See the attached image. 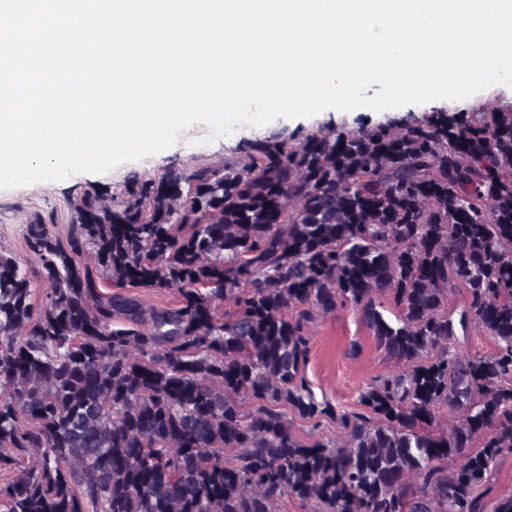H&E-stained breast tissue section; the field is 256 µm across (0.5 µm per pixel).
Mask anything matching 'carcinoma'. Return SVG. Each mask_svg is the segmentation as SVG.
Returning a JSON list of instances; mask_svg holds the SVG:
<instances>
[{
    "label": "carcinoma",
    "mask_w": 512,
    "mask_h": 512,
    "mask_svg": "<svg viewBox=\"0 0 512 512\" xmlns=\"http://www.w3.org/2000/svg\"><path fill=\"white\" fill-rule=\"evenodd\" d=\"M72 210L64 240L28 228L41 305L0 253L3 512H512L481 490L512 452L511 107L254 138ZM125 288L180 300L147 313ZM460 288L491 354L448 350ZM347 306L404 371L339 414L300 367L314 313ZM280 406L345 440L302 444Z\"/></svg>",
    "instance_id": "obj_1"
}]
</instances>
